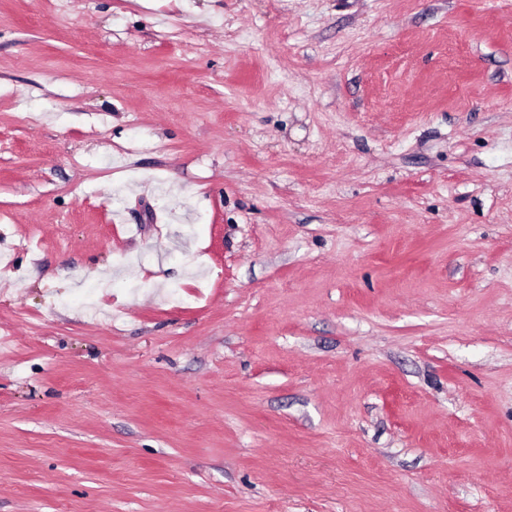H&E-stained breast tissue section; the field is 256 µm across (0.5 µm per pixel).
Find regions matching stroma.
Returning <instances> with one entry per match:
<instances>
[{
  "label": "stroma",
  "instance_id": "stroma-1",
  "mask_svg": "<svg viewBox=\"0 0 512 512\" xmlns=\"http://www.w3.org/2000/svg\"><path fill=\"white\" fill-rule=\"evenodd\" d=\"M0 512H512V0H0Z\"/></svg>",
  "mask_w": 512,
  "mask_h": 512
}]
</instances>
